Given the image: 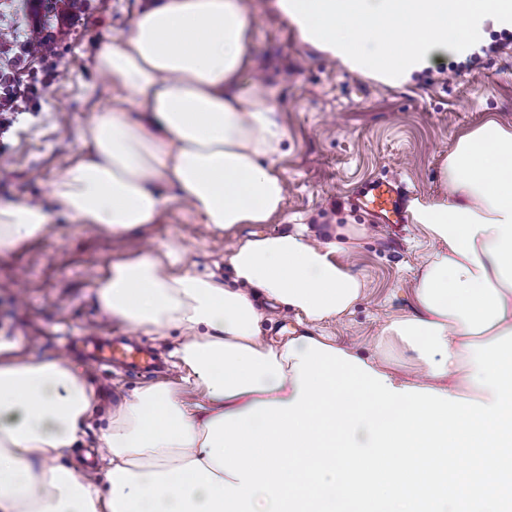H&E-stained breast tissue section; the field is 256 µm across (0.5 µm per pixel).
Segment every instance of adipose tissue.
Masks as SVG:
<instances>
[{"instance_id":"ef3b65f1","label":"adipose tissue","mask_w":512,"mask_h":512,"mask_svg":"<svg viewBox=\"0 0 512 512\" xmlns=\"http://www.w3.org/2000/svg\"><path fill=\"white\" fill-rule=\"evenodd\" d=\"M299 40L347 69L401 86L488 28L512 30V0H272ZM246 0H157L95 67L112 108L91 150L52 186L54 207L0 204V251L62 214L121 234L174 204L228 232L270 223L286 183L288 131L254 65ZM136 99L138 111L128 107ZM442 191L411 221L431 242L408 314L368 355L331 336H263L260 301L309 323L348 315L361 233L313 240L304 225L236 239L233 284L180 270L177 247L111 263L96 286L112 320L176 327L180 383L144 386L102 434L107 488L69 462L99 401L70 360L24 359L0 341V512H503L512 505V128L460 136ZM400 350L409 371L391 359Z\"/></svg>"}]
</instances>
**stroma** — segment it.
<instances>
[{
  "instance_id": "35a3bbf8",
  "label": "stroma",
  "mask_w": 512,
  "mask_h": 512,
  "mask_svg": "<svg viewBox=\"0 0 512 512\" xmlns=\"http://www.w3.org/2000/svg\"><path fill=\"white\" fill-rule=\"evenodd\" d=\"M152 0H86L70 12L65 0H0V66L20 60L29 92L0 136V201L45 199L51 187L85 152L83 131L109 110L112 96L96 69L99 50L127 31ZM253 18L251 53L258 72L243 75L245 95L267 96L292 138L280 162L288 194L272 224H242L236 234L209 228L200 217L171 205L156 223L109 235L57 217L49 232L15 250L0 252V340L20 354L43 358L61 352L80 367L99 394L86 435L71 453L79 471L106 456L100 437L119 400L144 385L179 382L174 350L179 329L148 334L110 320L96 299V284L110 262L178 245L185 268L230 280L226 256L235 236L270 234L308 225L321 240L337 227L363 225L351 269L365 294L344 321L327 325L340 339L367 338L409 307V288L428 244L417 225L375 224L356 205L371 180L399 178L414 197L441 191L440 170L459 136L488 119L512 126V31L488 29L484 43L464 58L448 57L390 87L328 63L304 45L270 0H247ZM47 36L62 57L59 67L27 58L31 29ZM135 336L169 366L164 374H127L97 364L94 346Z\"/></svg>"
}]
</instances>
